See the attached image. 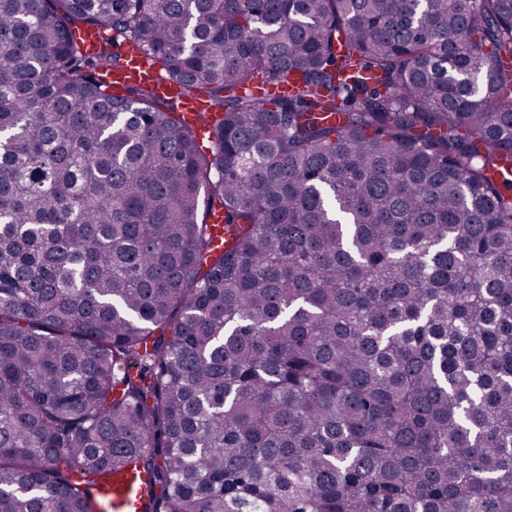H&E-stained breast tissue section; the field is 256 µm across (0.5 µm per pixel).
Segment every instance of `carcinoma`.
I'll use <instances>...</instances> for the list:
<instances>
[{"label": "carcinoma", "instance_id": "obj_1", "mask_svg": "<svg viewBox=\"0 0 512 512\" xmlns=\"http://www.w3.org/2000/svg\"><path fill=\"white\" fill-rule=\"evenodd\" d=\"M122 42L211 153L112 93ZM116 471L142 512H512V0H0V512Z\"/></svg>", "mask_w": 512, "mask_h": 512}]
</instances>
